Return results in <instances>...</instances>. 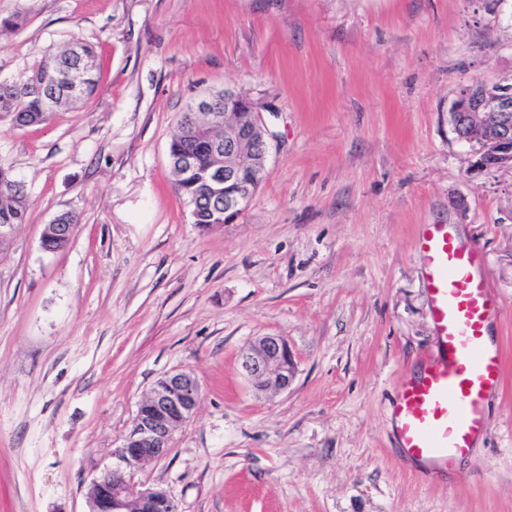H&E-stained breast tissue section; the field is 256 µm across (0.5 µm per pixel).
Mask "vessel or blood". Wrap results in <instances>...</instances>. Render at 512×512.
Masks as SVG:
<instances>
[{"instance_id": "obj_1", "label": "vessel or blood", "mask_w": 512, "mask_h": 512, "mask_svg": "<svg viewBox=\"0 0 512 512\" xmlns=\"http://www.w3.org/2000/svg\"><path fill=\"white\" fill-rule=\"evenodd\" d=\"M418 243L437 352L403 383L390 415L404 454L445 473L485 433L487 399L502 385L503 353L488 339L502 308L474 274L477 246L458 244L444 224L427 225Z\"/></svg>"}]
</instances>
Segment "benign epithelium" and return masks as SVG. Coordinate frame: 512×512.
I'll list each match as a JSON object with an SVG mask.
<instances>
[{
	"instance_id": "benign-epithelium-1",
	"label": "benign epithelium",
	"mask_w": 512,
	"mask_h": 512,
	"mask_svg": "<svg viewBox=\"0 0 512 512\" xmlns=\"http://www.w3.org/2000/svg\"><path fill=\"white\" fill-rule=\"evenodd\" d=\"M220 101L222 112L217 111ZM185 113L192 119L208 116L224 133L223 139L214 140V164L203 172L201 182L210 201L224 209V223H232L244 213L265 175L269 144L260 114L250 99L228 88L219 100L191 99ZM448 122L458 139L476 144L473 171H512L511 84L460 86ZM240 366L258 391L286 390L297 372L288 341L276 334L251 342L241 352ZM200 392V383L189 370L167 373L156 381L114 451L117 463L92 481L89 512H180L164 488L135 481V472L142 463L167 454L175 431L195 414Z\"/></svg>"
}]
</instances>
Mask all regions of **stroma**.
<instances>
[{
    "label": "stroma",
    "mask_w": 512,
    "mask_h": 512,
    "mask_svg": "<svg viewBox=\"0 0 512 512\" xmlns=\"http://www.w3.org/2000/svg\"><path fill=\"white\" fill-rule=\"evenodd\" d=\"M0 80L80 40L99 91L47 124L0 122L32 209L0 254V512H88L92 481L163 375L201 397L136 481L181 512H512V172L475 173L448 110L512 83V0H0ZM243 92L269 134L243 215L204 229L174 190L187 100ZM70 211L68 246H41ZM459 229L503 309L487 431L432 475L397 446L401 380L434 346L419 234ZM275 333L288 390L238 355ZM78 223V217L72 213V212H63L59 215H57L48 225L44 227L42 239L43 242L48 241V243L51 245L52 248L56 249L59 247H63L66 245L67 240L66 236H64V231H57V228L60 227V225H53V224H66L65 228L70 227L71 232H74V229ZM44 250L49 252H55L60 249H49L48 247L42 246ZM240 366L249 384L258 391L287 390L297 372L288 341L276 334L259 336L251 342L241 352Z\"/></svg>",
    "instance_id": "35a3bbf8"
}]
</instances>
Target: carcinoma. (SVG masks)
<instances>
[{
  "label": "carcinoma",
  "instance_id": "cac0c4a2",
  "mask_svg": "<svg viewBox=\"0 0 512 512\" xmlns=\"http://www.w3.org/2000/svg\"><path fill=\"white\" fill-rule=\"evenodd\" d=\"M97 52L93 45L74 41L60 51L44 50L38 53L34 63L25 68L20 77L11 82H0V121L8 120L15 127H29L47 122L53 113L66 109L72 104L92 97L97 91L99 73ZM83 67L85 70L81 90L68 93L62 84L43 81L50 69L59 72ZM223 138V132L209 126L202 120L189 125L185 116H180L177 131L168 145V155L172 158L183 151L194 152L198 166L205 169L212 165L214 157L209 142ZM177 193L195 204L196 224H222L224 216L211 208L203 184L190 178L172 165ZM30 211V200L24 182L16 179L11 170L0 166V224H24ZM78 217L72 212L57 215L46 225L42 239L56 249L66 245V236L57 230L64 224L75 229Z\"/></svg>",
  "mask_w": 512,
  "mask_h": 512
}]
</instances>
